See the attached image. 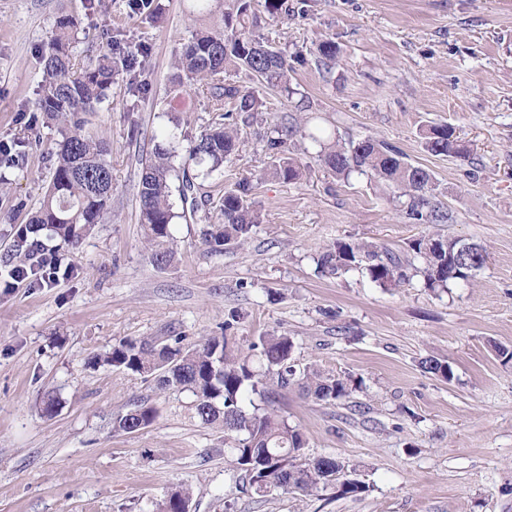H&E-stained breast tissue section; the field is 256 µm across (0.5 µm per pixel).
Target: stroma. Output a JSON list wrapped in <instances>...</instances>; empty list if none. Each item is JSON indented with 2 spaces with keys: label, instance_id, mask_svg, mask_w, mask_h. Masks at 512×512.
Instances as JSON below:
<instances>
[{
  "label": "stroma",
  "instance_id": "stroma-1",
  "mask_svg": "<svg viewBox=\"0 0 512 512\" xmlns=\"http://www.w3.org/2000/svg\"><path fill=\"white\" fill-rule=\"evenodd\" d=\"M155 2L156 15L132 12L128 0H0V140L25 145L0 171V512H154L177 487L189 490L191 512H512V361L498 354L512 350V0H286L274 16L254 0L258 33L286 51L298 94L261 90L235 155L195 200L172 196L174 257L164 268L139 222L138 174L163 138L183 149L221 122L196 87L171 93L169 75L182 38L223 26L228 4L202 15L195 0ZM63 11L84 22L80 55L95 54L107 29L144 44L147 91L132 96L118 78L93 118L111 149L112 208L75 244L45 239L70 276L9 288L15 232L50 181L58 133L43 129L42 144L28 146V122L47 33ZM326 40L339 48L328 70L316 52ZM304 121L343 142L396 147L430 172L448 222L407 223L382 182L339 180L313 153L300 181L268 176L266 132ZM433 124L453 126L466 156L429 153L421 133ZM243 178L264 221L244 246L211 250L204 216ZM427 231L482 245L484 266L436 291L418 276L384 288L361 269L316 272L334 243L405 254ZM272 332L293 338L296 364L356 388L326 402L291 387L254 404L303 434L306 457L340 460L342 479L363 493L333 484L309 496L256 494L223 429L202 424L188 394L93 363L123 339L178 336L191 347L225 333L244 351ZM427 358L447 362L452 379L422 368ZM140 401L156 407L155 422L113 431V418Z\"/></svg>",
  "mask_w": 512,
  "mask_h": 512
}]
</instances>
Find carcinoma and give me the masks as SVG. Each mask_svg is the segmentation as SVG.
Instances as JSON below:
<instances>
[{"instance_id": "carcinoma-1", "label": "carcinoma", "mask_w": 512, "mask_h": 512, "mask_svg": "<svg viewBox=\"0 0 512 512\" xmlns=\"http://www.w3.org/2000/svg\"><path fill=\"white\" fill-rule=\"evenodd\" d=\"M255 23L251 0H234L224 12V28L198 29L191 33L174 57V86L200 87L210 94L213 111L224 113L229 123L205 129L186 148L184 163L200 168L208 176L224 166L238 151L239 129L234 115L251 116L262 101L253 88L241 90L224 85V74L245 70L264 88H280L292 94L286 53L250 32ZM81 21L71 15L56 18L48 36V52L37 85L33 109L37 122L59 127L61 140L51 153L52 173L47 191L29 224L19 227V242L37 245L34 235L42 230L73 244L92 226L103 222L112 201V165L108 144L88 130V116L99 111L116 79L134 72L145 47L121 38H107L99 51L83 59L76 55ZM232 110L224 111V99ZM318 147L317 157L336 176L371 173L384 181L398 197L407 198L405 218L410 224H443L448 214L435 200L431 174L404 160L390 144L373 139L341 143L324 129L307 135ZM426 150L433 155L463 157L465 146L453 138L452 126L430 125L424 131ZM272 158L270 174L284 182L302 175V163L288 156V133L275 127L267 135ZM176 151L165 143L155 146L139 174L137 197L140 223L151 246V260L167 266L173 210L171 178ZM253 184L239 180L224 191L218 213L220 223L203 230L207 246L222 250L247 242L261 214L251 200ZM454 240L439 234H422L410 243L421 260L415 268L429 290L445 288L450 275ZM366 270L383 287H397L409 280L401 258L387 249L356 242H338L317 259V272L337 273ZM294 342L286 335L267 333L251 342L249 353L229 347L228 336H211L201 344L185 348L174 344L122 340L112 351L95 360L115 368L151 376L162 391L188 393L196 417L205 424H218L233 440L230 452L236 467L249 477L251 487L262 495L273 489L285 493L310 494L336 481L344 469L328 456L301 459L305 440L296 428L278 415L258 407L245 409L250 395H263L276 388L298 387L319 401L340 400L351 392L349 380L327 374L314 366L296 367ZM156 409L139 403L113 418L112 428L135 433L156 419ZM190 501L189 491L175 488L161 504L160 512H181Z\"/></svg>"}]
</instances>
